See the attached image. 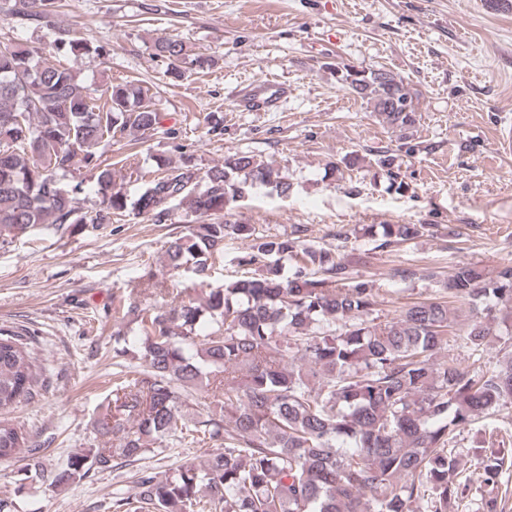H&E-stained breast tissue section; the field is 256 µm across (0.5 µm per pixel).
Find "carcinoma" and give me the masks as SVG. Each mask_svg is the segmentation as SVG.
Returning <instances> with one entry per match:
<instances>
[{"label":"carcinoma","instance_id":"1","mask_svg":"<svg viewBox=\"0 0 512 512\" xmlns=\"http://www.w3.org/2000/svg\"><path fill=\"white\" fill-rule=\"evenodd\" d=\"M57 0H15L12 13L50 25ZM57 51L92 50L76 30L55 39ZM35 51L0 41V236L39 224L101 222L127 209L112 190L105 146L116 133H146L160 124L147 90L116 84L102 106L61 63L39 62ZM154 55L180 75L189 58L184 41L163 36ZM341 84L373 103L401 129L416 110L403 81L385 69H341ZM97 171L103 209L89 218L79 205L82 183L61 179ZM288 194L278 168L247 153L224 157L204 175L166 165L143 184L133 209L158 220L178 202L198 223L167 242L170 269L203 279L224 241L250 242L236 258L251 274L211 288L204 301H172L140 309L138 365L112 382V412L94 429L110 448H85L47 468L30 435L0 421V462L28 459L20 481L65 487L99 472L131 465L154 449L187 440L216 442L202 464L162 471L141 465L134 495L115 492V512H448L472 494L452 449L459 432L512 407V349L492 368H463L438 359L455 315L467 307L464 338L478 351L512 329V264L489 275L461 263L448 276L446 301L417 302L391 319L377 313L378 294L352 280L331 249L301 237L257 235L251 224L225 218L230 202L254 186ZM380 246L404 243L426 224H383ZM295 257L286 270L283 260ZM23 337L0 331V411L30 400L40 368ZM202 389L219 411L191 410L187 394ZM482 481H497L512 463V442L497 430L472 441Z\"/></svg>","mask_w":512,"mask_h":512}]
</instances>
